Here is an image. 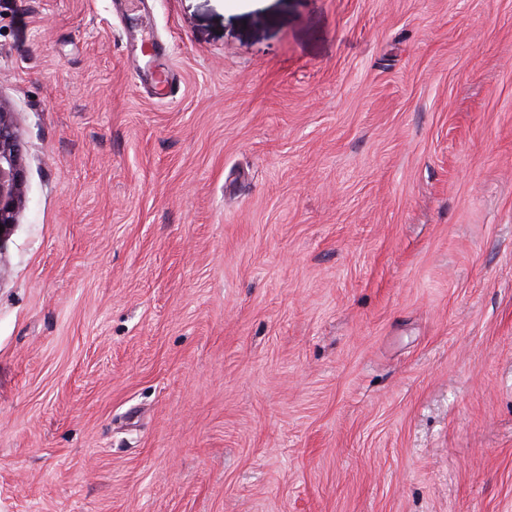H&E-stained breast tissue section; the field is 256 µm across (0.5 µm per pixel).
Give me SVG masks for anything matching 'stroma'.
<instances>
[{
    "instance_id": "obj_1",
    "label": "stroma",
    "mask_w": 512,
    "mask_h": 512,
    "mask_svg": "<svg viewBox=\"0 0 512 512\" xmlns=\"http://www.w3.org/2000/svg\"><path fill=\"white\" fill-rule=\"evenodd\" d=\"M0 102V512H512V0H0ZM26 194L25 158L14 113L0 102V242L17 223Z\"/></svg>"
}]
</instances>
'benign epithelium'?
Wrapping results in <instances>:
<instances>
[{
	"instance_id": "benign-epithelium-1",
	"label": "benign epithelium",
	"mask_w": 512,
	"mask_h": 512,
	"mask_svg": "<svg viewBox=\"0 0 512 512\" xmlns=\"http://www.w3.org/2000/svg\"><path fill=\"white\" fill-rule=\"evenodd\" d=\"M26 194L25 158L14 112L0 101V242L17 223Z\"/></svg>"
}]
</instances>
